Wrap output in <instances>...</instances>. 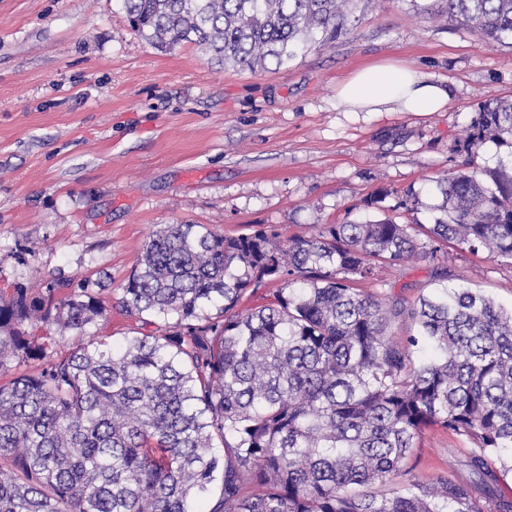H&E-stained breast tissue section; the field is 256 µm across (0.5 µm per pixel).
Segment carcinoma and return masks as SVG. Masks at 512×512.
<instances>
[{
	"instance_id": "carcinoma-1",
	"label": "carcinoma",
	"mask_w": 512,
	"mask_h": 512,
	"mask_svg": "<svg viewBox=\"0 0 512 512\" xmlns=\"http://www.w3.org/2000/svg\"><path fill=\"white\" fill-rule=\"evenodd\" d=\"M121 2L154 48L191 43L255 72L333 47L356 0ZM441 3L512 49V0ZM488 141L512 149V99L487 103L461 148ZM436 183L431 224L386 216L290 237L164 224L110 307L87 283L61 298L52 281L1 293L0 369L41 366L0 383V512H204L215 491L210 512H512V498L407 467L431 425L473 441L480 476L512 449V310L448 286L445 269L412 302L358 287L379 263L437 261L450 244L512 259V159ZM271 284L273 300L239 310ZM112 308L141 331L86 339ZM32 320L75 342L30 339Z\"/></svg>"
}]
</instances>
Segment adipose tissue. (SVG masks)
I'll return each mask as SVG.
<instances>
[{
	"instance_id": "obj_1",
	"label": "adipose tissue",
	"mask_w": 512,
	"mask_h": 512,
	"mask_svg": "<svg viewBox=\"0 0 512 512\" xmlns=\"http://www.w3.org/2000/svg\"><path fill=\"white\" fill-rule=\"evenodd\" d=\"M450 100L445 82L393 62L364 67L336 88L340 112H440Z\"/></svg>"
}]
</instances>
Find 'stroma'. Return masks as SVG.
Masks as SVG:
<instances>
[{
  "instance_id": "obj_1",
  "label": "stroma",
  "mask_w": 512,
  "mask_h": 512,
  "mask_svg": "<svg viewBox=\"0 0 512 512\" xmlns=\"http://www.w3.org/2000/svg\"><path fill=\"white\" fill-rule=\"evenodd\" d=\"M385 60L447 81L446 110L337 111V83ZM496 98H512V50L411 0H360L334 48L256 73L212 65L189 43L153 48L120 0H0V293L84 279L118 291L163 224L226 236L272 226L287 237L386 215L431 223L437 175L511 155L491 142L473 156L461 149ZM410 191L414 211L402 206ZM446 265L449 285L512 307V259L453 250ZM434 268H383L363 287L411 301L433 288ZM471 448L429 426L410 474L512 496V451L484 488Z\"/></svg>"
}]
</instances>
